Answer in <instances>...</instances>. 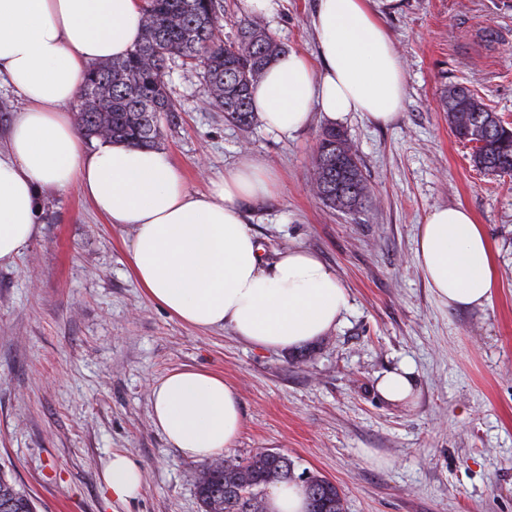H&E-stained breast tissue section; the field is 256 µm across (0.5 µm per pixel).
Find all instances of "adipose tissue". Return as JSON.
I'll return each instance as SVG.
<instances>
[{
    "label": "adipose tissue",
    "instance_id": "obj_1",
    "mask_svg": "<svg viewBox=\"0 0 512 512\" xmlns=\"http://www.w3.org/2000/svg\"><path fill=\"white\" fill-rule=\"evenodd\" d=\"M142 21L141 0H0V79L25 103L0 146V267L15 263L36 236L43 192L74 187L108 223L131 228L134 278L180 321L227 326L277 351L325 336L349 304L336 269L302 248L266 264L245 221L241 201L276 188L264 163L243 157L207 193L195 194L165 151L108 140L87 149L69 105L89 63L126 56ZM312 24L321 67L290 52L252 89L266 128L289 136L317 112L393 121L404 73L369 0H318ZM415 257L446 305H484L497 286L490 242L463 206L429 213ZM150 400L155 427L187 458L215 459L241 432L239 393L213 372L173 371L152 385ZM103 481L113 498L138 497L142 468L116 452L103 465Z\"/></svg>",
    "mask_w": 512,
    "mask_h": 512
}]
</instances>
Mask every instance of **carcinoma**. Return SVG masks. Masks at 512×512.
Returning <instances> with one entry per match:
<instances>
[{
  "mask_svg": "<svg viewBox=\"0 0 512 512\" xmlns=\"http://www.w3.org/2000/svg\"><path fill=\"white\" fill-rule=\"evenodd\" d=\"M223 0H144L140 42L125 58L89 67L79 96L77 121L84 135L154 147L161 118L176 107L167 93L169 64L181 61L199 69L224 120L250 129L258 122L251 88L266 68L286 53L258 18L238 23L234 39L218 37ZM441 107L451 132L474 144L472 161L490 174L512 173V127L463 85L445 88ZM316 196L334 211L355 214L372 197L356 148L336 126L322 130L312 161ZM294 464L279 452L259 451L250 458L215 459L194 476L203 512H267L261 489L267 482L292 479ZM310 512H344L343 497L328 479L313 474L306 485ZM6 512H35L27 492L0 476V506Z\"/></svg>",
  "mask_w": 512,
  "mask_h": 512,
  "instance_id": "obj_1",
  "label": "carcinoma"
}]
</instances>
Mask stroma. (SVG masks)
Segmentation results:
<instances>
[{"label":"stroma","instance_id":"obj_1","mask_svg":"<svg viewBox=\"0 0 512 512\" xmlns=\"http://www.w3.org/2000/svg\"><path fill=\"white\" fill-rule=\"evenodd\" d=\"M317 0H275L262 22L288 49L316 59ZM405 76L399 116L340 119L373 188L348 215L311 192L328 119L284 138L241 131L204 108L194 72L166 76L177 105L159 146L191 192L243 156L263 161L275 191L245 201L265 260L300 247L336 268L350 307L336 329L274 352L230 328L201 330L134 281L129 228L108 224L71 188L42 198L40 232L0 267V472L38 512H201L199 462L154 426L149 390L201 368L240 395L243 426L227 455H288L327 477L346 512H512V175L474 167L439 105L462 83L512 123V0H374ZM467 207L492 246L498 286L478 307H448L415 264L416 235L437 207ZM413 369L412 400L390 403L378 379ZM139 462L141 497L113 499L106 458Z\"/></svg>","mask_w":512,"mask_h":512}]
</instances>
